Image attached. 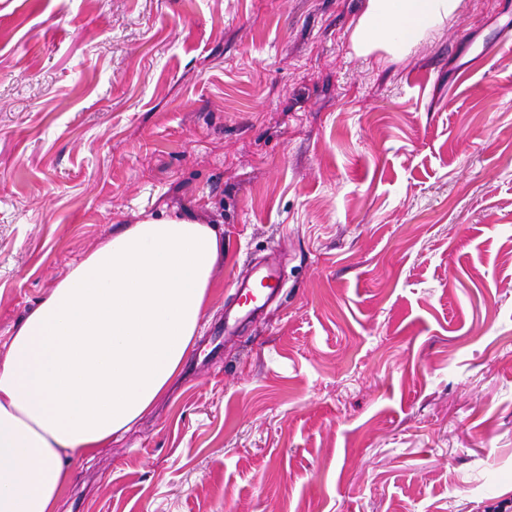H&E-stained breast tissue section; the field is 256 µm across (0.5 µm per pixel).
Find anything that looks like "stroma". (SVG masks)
Wrapping results in <instances>:
<instances>
[{"label":"stroma","instance_id":"35a3bbf8","mask_svg":"<svg viewBox=\"0 0 512 512\" xmlns=\"http://www.w3.org/2000/svg\"><path fill=\"white\" fill-rule=\"evenodd\" d=\"M365 0H0V359L140 214L224 235L171 393L57 512H485L512 499V0L401 58ZM278 300L225 334L232 280ZM233 285L244 298L240 320H248L279 292L281 275L276 257H271L264 266L254 269L249 276H238ZM258 295L262 302H258Z\"/></svg>","mask_w":512,"mask_h":512}]
</instances>
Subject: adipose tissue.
I'll list each match as a JSON object with an SVG mask.
<instances>
[{
  "instance_id": "ef3b65f1",
  "label": "adipose tissue",
  "mask_w": 512,
  "mask_h": 512,
  "mask_svg": "<svg viewBox=\"0 0 512 512\" xmlns=\"http://www.w3.org/2000/svg\"><path fill=\"white\" fill-rule=\"evenodd\" d=\"M460 0H365L354 52L399 57ZM224 255L217 227L141 216L75 263L0 360V512H56L75 458L109 447L168 393Z\"/></svg>"
}]
</instances>
